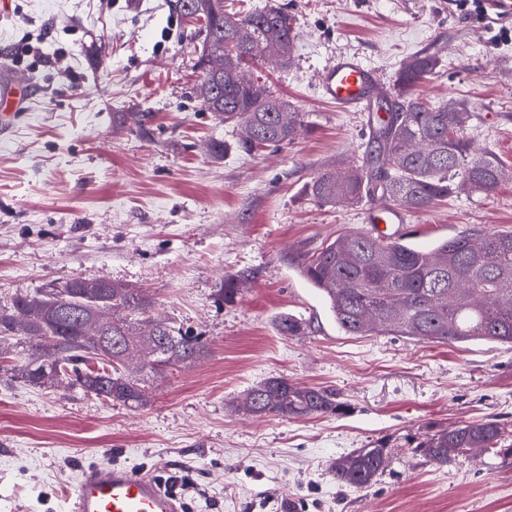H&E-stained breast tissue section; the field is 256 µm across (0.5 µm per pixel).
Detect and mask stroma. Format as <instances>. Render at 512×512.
<instances>
[{
    "mask_svg": "<svg viewBox=\"0 0 512 512\" xmlns=\"http://www.w3.org/2000/svg\"><path fill=\"white\" fill-rule=\"evenodd\" d=\"M7 2L0 64L34 93L0 134V304L103 277L144 291L209 353L151 376L134 410L10 379L0 361V512H64L81 468L100 461L189 474L187 512H512V455L438 467L412 453L434 425L491 415L512 429V346L347 335L295 263L368 228L364 206L308 191L319 172L360 164L369 140V113L326 101L321 69L354 54L388 83L406 58L438 56L420 96L465 104L474 144L512 168V21L488 23L454 0H274L292 18L294 60L261 75L306 127L278 151L216 161L206 144L233 132L193 96L202 42L172 0ZM120 112L151 118L120 129ZM470 229L512 230V180L386 231L429 247ZM240 276L242 294L217 303L224 279ZM285 313L305 331L280 335ZM272 377L334 389L345 411L237 409ZM377 440L391 452L385 473L366 489L339 486L336 459Z\"/></svg>",
    "mask_w": 512,
    "mask_h": 512,
    "instance_id": "obj_1",
    "label": "stroma"
}]
</instances>
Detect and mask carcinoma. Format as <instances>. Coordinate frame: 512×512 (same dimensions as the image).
Wrapping results in <instances>:
<instances>
[{"instance_id": "1", "label": "carcinoma", "mask_w": 512, "mask_h": 512, "mask_svg": "<svg viewBox=\"0 0 512 512\" xmlns=\"http://www.w3.org/2000/svg\"><path fill=\"white\" fill-rule=\"evenodd\" d=\"M212 14L193 21L202 51L195 98L214 120L233 128L234 148L254 154L278 148L304 126L302 113L276 95L253 66L286 68L293 60L292 19L281 6L229 12L212 0ZM434 55L404 60L389 95L386 112L370 124V150L362 164L343 176L329 169L308 185L317 200L358 205L392 204L423 211L459 194H489L512 179L491 150L478 151L467 136L473 113L463 104L433 107L417 88L437 69ZM304 279L325 298L337 325L351 336H407L420 343L488 341L512 346V231L477 230L421 249L402 237L347 231L298 264ZM152 300L123 284L88 287L71 279L0 307V355L11 342L18 363L11 378L42 386L57 381L83 395L119 407L147 402L144 376L201 361L209 352L204 337L193 335L152 314ZM24 312L25 336L12 341L15 317ZM103 316L104 335L121 346L103 352L87 338L93 315ZM282 336H297L303 323L280 316ZM242 406L255 416L303 418L339 414L336 391L300 386L285 377L269 378L248 390ZM512 438L498 419L484 417L432 429L413 452L425 462L445 466L479 450L512 452ZM389 454L380 441L336 459V483L372 486L386 471Z\"/></svg>"}]
</instances>
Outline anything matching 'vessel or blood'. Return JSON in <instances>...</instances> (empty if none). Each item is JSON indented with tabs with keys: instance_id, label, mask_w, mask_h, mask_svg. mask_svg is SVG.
Segmentation results:
<instances>
[{
	"instance_id": "b4317fda",
	"label": "vessel or blood",
	"mask_w": 512,
	"mask_h": 512,
	"mask_svg": "<svg viewBox=\"0 0 512 512\" xmlns=\"http://www.w3.org/2000/svg\"><path fill=\"white\" fill-rule=\"evenodd\" d=\"M318 81L323 97L344 112L369 108L387 90L375 69L352 55H340L327 63ZM31 92L27 81L0 87V101L6 107L0 114L1 130L13 124ZM66 512H183V508L152 475L101 463L80 472Z\"/></svg>"
}]
</instances>
